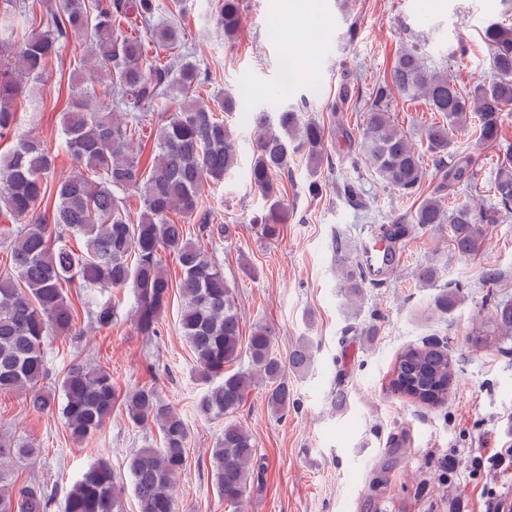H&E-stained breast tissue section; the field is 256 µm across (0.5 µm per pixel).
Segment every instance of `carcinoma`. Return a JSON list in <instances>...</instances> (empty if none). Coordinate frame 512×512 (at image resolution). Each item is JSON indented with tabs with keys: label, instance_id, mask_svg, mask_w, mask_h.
<instances>
[{
	"label": "carcinoma",
	"instance_id": "carcinoma-1",
	"mask_svg": "<svg viewBox=\"0 0 512 512\" xmlns=\"http://www.w3.org/2000/svg\"><path fill=\"white\" fill-rule=\"evenodd\" d=\"M217 28L233 38L240 24V0H216ZM155 0H101L90 10L85 0H52L50 24L44 30L37 17L29 19L22 39H13L17 0H0V137L13 130L14 103L26 84L38 80L62 41L77 38L85 45L82 69L88 79L108 81L109 92L132 97V112L93 103L82 91L70 98L63 113L65 145L88 175H69L55 186L51 212L37 213L54 167L51 152L40 142L18 139L0 156V207L25 227L11 239L13 272L0 276V390L22 391L29 408L59 412L70 434L84 440L100 431L122 401L135 425H155L162 446L142 448L127 459V472L139 512H176V484L188 463L189 429L181 414L154 387H141L119 396L112 374L101 365L73 364L59 391L45 389L48 376L42 344L54 332L76 335L77 314L64 288H98L104 292L131 288L134 322L144 336L158 334L159 318L177 290L181 302L179 327L197 370L208 387L197 404L200 415L224 419V434L211 448L209 465L218 495L226 504L242 501L247 486L262 467L253 436L231 417L243 406L252 387L265 384L267 406L286 414L294 404L287 370L304 373L311 366L313 345L301 339L281 358L273 351L275 329L258 324L247 340L224 268L188 238L186 227L170 219L175 213L198 224L199 238L230 237L227 224L209 223L202 208L204 182H220L238 165L235 141L222 113L242 107L233 95L211 103L196 96L207 78L178 53L183 40L178 29L151 24ZM130 26L123 31L121 23ZM492 81L468 89L445 71L427 68L415 46L395 57L390 77L374 84L363 105L357 162L365 164L385 186L406 197L419 191L425 176L423 154L395 123L390 110L394 94L406 100L422 98L444 121L424 129L427 149L437 166L439 183L407 222L426 229L446 224L453 250L461 256L479 252L483 225L512 214V142L502 138L505 113L512 112V26L489 24L483 34ZM163 48L181 59L180 65L149 57V47ZM176 91L181 100L170 115L158 120L156 150L150 168H142L136 130L154 114L157 101ZM477 118L478 140L498 148L500 164L491 185V209L473 207L466 200L446 202L459 185L477 190L472 158L448 157L454 131ZM325 128L314 120L301 121L297 110L284 108L271 116H256L255 150L250 180L266 201L254 219L263 238H279L284 224L278 177L288 173L293 155L303 152L311 173L321 165ZM135 191L143 200L137 221L119 193ZM75 235L84 239L77 252L67 244ZM175 256L180 275L174 282L161 265L160 253ZM341 288L352 314L359 313L362 280L357 266L345 260ZM90 323L105 328L115 317L112 302L87 311ZM512 330V306L478 311L467 334L475 350L492 336ZM249 360L246 370L226 366L240 353ZM391 389L422 403L439 406L448 398L455 366L448 346L421 343L406 347L397 357ZM39 449L9 435H0V512H51L53 495L37 481L19 483L12 477L15 463ZM121 487L109 462L90 464L66 492L61 512H123Z\"/></svg>",
	"mask_w": 512,
	"mask_h": 512
}]
</instances>
